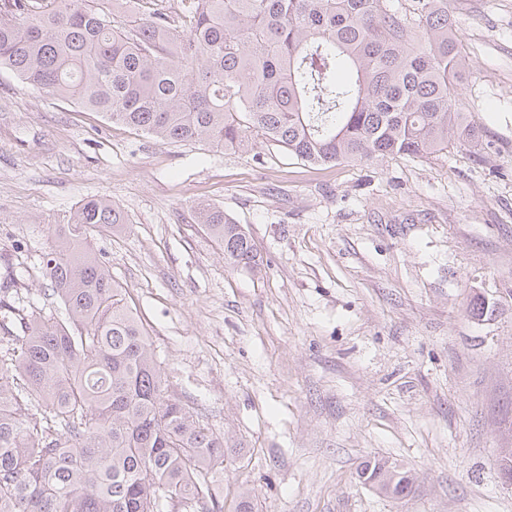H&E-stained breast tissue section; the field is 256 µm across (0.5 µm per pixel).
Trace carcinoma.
<instances>
[{"label": "carcinoma", "instance_id": "cac0c4a2", "mask_svg": "<svg viewBox=\"0 0 512 512\" xmlns=\"http://www.w3.org/2000/svg\"><path fill=\"white\" fill-rule=\"evenodd\" d=\"M3 0L0 67L163 144L248 152L262 139L313 165L426 158L479 139L456 110L466 65L448 0ZM196 219L224 264L261 263L215 205ZM127 223L81 202L39 263L65 316L17 307L27 267L0 282V512H224L213 474L233 449L167 395L148 334L92 241ZM359 477L399 497L386 460Z\"/></svg>", "mask_w": 512, "mask_h": 512}]
</instances>
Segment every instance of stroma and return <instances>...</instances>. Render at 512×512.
I'll list each match as a JSON object with an SVG mask.
<instances>
[{
	"mask_svg": "<svg viewBox=\"0 0 512 512\" xmlns=\"http://www.w3.org/2000/svg\"><path fill=\"white\" fill-rule=\"evenodd\" d=\"M448 12L456 107L481 137L428 158L163 144L0 70V278L27 262L40 293L55 225L93 196L124 212L95 246L169 395L234 449L224 512L245 487L254 512H512V0ZM201 200L244 227L260 272L225 267ZM374 458L414 472L413 492L364 484Z\"/></svg>",
	"mask_w": 512,
	"mask_h": 512,
	"instance_id": "obj_1",
	"label": "stroma"
}]
</instances>
